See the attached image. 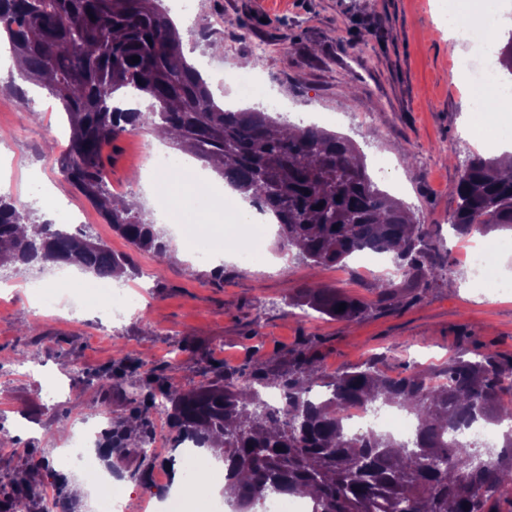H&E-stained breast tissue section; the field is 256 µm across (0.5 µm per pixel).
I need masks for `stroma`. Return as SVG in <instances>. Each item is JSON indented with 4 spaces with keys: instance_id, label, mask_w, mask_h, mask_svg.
<instances>
[{
    "instance_id": "stroma-1",
    "label": "stroma",
    "mask_w": 512,
    "mask_h": 512,
    "mask_svg": "<svg viewBox=\"0 0 512 512\" xmlns=\"http://www.w3.org/2000/svg\"><path fill=\"white\" fill-rule=\"evenodd\" d=\"M164 4L180 33L192 27L200 33L183 46L188 63L204 64L211 46L223 44L221 69L206 81L225 108L260 109L269 96L275 117L322 113L325 129L359 146L380 189L429 225L450 274L422 301L393 308L381 303L377 288L389 271L376 265L367 273L353 259L344 268L311 269L281 250L275 235L263 243V262L227 258L220 278L213 264L190 259L175 243L163 260L132 251L58 169L68 144L61 104L45 93L24 107L17 96L0 93V194L42 222L48 215L31 195L40 184L69 215L81 217L88 235L131 253L140 272L122 280L137 299L114 320L85 301L45 308L16 282L19 268L0 269L15 281L0 301V428L17 432L0 449V504L12 494L15 469L38 464L49 474L61 465L58 450L81 419L102 420L107 432L133 420L155 440L156 453L145 459L136 447L113 449L107 471L127 512H152L155 481L172 479L175 453L165 417L133 394V383L146 377H171L191 388L213 379L221 365L279 361L305 345L326 372L377 354L392 376L442 367L464 336L512 354V293L477 281L466 262L469 241L448 224L462 165L477 150L465 131L480 123L457 75L460 61L472 60L473 43L449 40L437 0H195L188 14L175 0ZM242 58L251 60L264 97L240 96L234 77ZM153 144L148 127L124 135L108 173L109 188L142 196L150 220L154 206L132 176L143 170L144 150ZM407 151L414 161L405 162ZM306 283L343 288L372 310L357 321L306 316L291 304ZM48 376L71 383L77 397L46 401Z\"/></svg>"
}]
</instances>
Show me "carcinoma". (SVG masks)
<instances>
[{"mask_svg":"<svg viewBox=\"0 0 512 512\" xmlns=\"http://www.w3.org/2000/svg\"><path fill=\"white\" fill-rule=\"evenodd\" d=\"M0 28L21 64L19 76L59 100L69 127L60 173L135 250L165 261L163 228L112 196L103 147L145 126L164 129L176 146L218 170L251 206L275 216L282 246L299 247L309 267L336 265L362 250L393 254L400 281L381 288L385 301L412 304L430 282L447 275L432 236L401 202L380 189L353 141L314 124L288 127L257 109L225 110L200 72L181 56V37L162 0H0ZM140 61L132 63V57ZM144 95L149 109L112 105L119 91ZM512 158L474 153L455 188L449 224L466 239L512 229ZM0 196V268L74 265L94 276L137 275L129 255L79 230L63 234ZM297 305L341 320L364 317L370 304L338 287H302ZM346 304L338 311L340 304ZM447 382L434 385L432 380ZM512 355L457 348L434 371L393 377L375 357L350 370L325 373L299 350L282 370L257 359L249 371L224 370L190 389L168 385L159 410L172 449L191 439L224 460V501L233 512L270 495L313 493L311 512H502L512 506V425L501 447L459 448L449 434L483 420H512ZM325 398H310L314 387ZM284 398L277 408L264 396ZM397 407L413 416L409 443L369 433L350 437L345 412L353 403ZM34 468L16 472L5 512H36Z\"/></svg>","mask_w":512,"mask_h":512,"instance_id":"cac0c4a2","label":"carcinoma"}]
</instances>
